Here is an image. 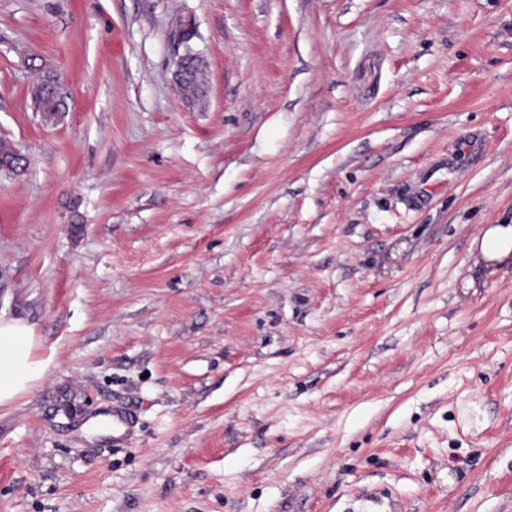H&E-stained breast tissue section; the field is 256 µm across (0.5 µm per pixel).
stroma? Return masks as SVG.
Listing matches in <instances>:
<instances>
[{"label": "stroma", "instance_id": "stroma-1", "mask_svg": "<svg viewBox=\"0 0 512 512\" xmlns=\"http://www.w3.org/2000/svg\"><path fill=\"white\" fill-rule=\"evenodd\" d=\"M1 141L0 512H512V0H0ZM175 78L180 86L190 93L193 98L202 94L201 64L194 58L182 66L179 63ZM31 97L36 109L42 115L51 120L59 112H62L64 102L54 91V78L50 75H44L33 90ZM472 249L478 251L477 263L484 267L495 268L512 258V224H489L482 235L474 239ZM34 330L19 321L0 320V407L28 392L47 365L33 357Z\"/></svg>", "mask_w": 512, "mask_h": 512}]
</instances>
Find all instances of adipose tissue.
Instances as JSON below:
<instances>
[{
	"instance_id": "obj_1",
	"label": "adipose tissue",
	"mask_w": 512,
	"mask_h": 512,
	"mask_svg": "<svg viewBox=\"0 0 512 512\" xmlns=\"http://www.w3.org/2000/svg\"><path fill=\"white\" fill-rule=\"evenodd\" d=\"M473 249L485 267L493 268L512 260V224L487 225ZM34 330L19 321H0V407L13 403L28 392L47 366L33 357Z\"/></svg>"
}]
</instances>
